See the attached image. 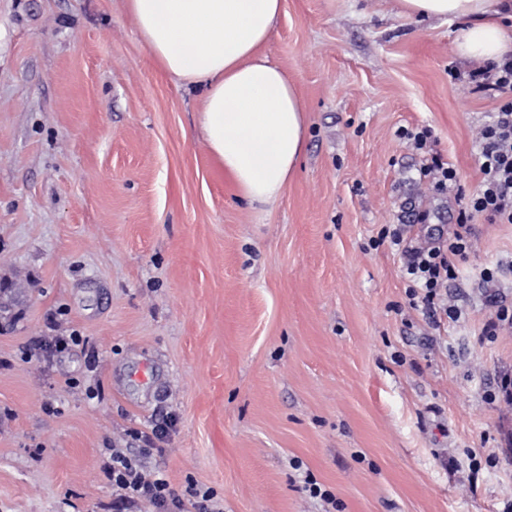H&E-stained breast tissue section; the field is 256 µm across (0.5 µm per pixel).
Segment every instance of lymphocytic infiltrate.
Returning <instances> with one entry per match:
<instances>
[{
	"mask_svg": "<svg viewBox=\"0 0 512 512\" xmlns=\"http://www.w3.org/2000/svg\"><path fill=\"white\" fill-rule=\"evenodd\" d=\"M468 83L471 92L491 91L498 99L492 121L480 132V182L473 191H466L458 182L456 170L435 152L419 170L420 183L435 193H454L460 203L457 229L428 248L407 247V223L425 224L430 218L429 212L412 209L407 223L383 228L379 236L380 241L401 250L409 306L422 310L437 326L448 315V283L457 276V261L470 247L463 226L477 215L493 224H512V55L470 72ZM105 474L120 510L146 502L155 512H184V500L190 497L201 499L200 512H224L214 492L190 484L183 493H176L162 471L146 469L139 456L125 448L113 449Z\"/></svg>",
	"mask_w": 512,
	"mask_h": 512,
	"instance_id": "obj_1",
	"label": "lymphocytic infiltrate"
}]
</instances>
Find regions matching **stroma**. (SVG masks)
<instances>
[{"mask_svg": "<svg viewBox=\"0 0 512 512\" xmlns=\"http://www.w3.org/2000/svg\"><path fill=\"white\" fill-rule=\"evenodd\" d=\"M454 25L396 0H283L259 52L306 109L299 168L251 205L195 132L124 0H0V512H115L103 472L133 430L145 460L224 512H504L512 504V224L476 217L434 329L403 257L372 247L407 203L424 248L453 197L414 186L431 147L465 190L497 107L470 93ZM498 272L495 287L479 284Z\"/></svg>", "mask_w": 512, "mask_h": 512, "instance_id": "obj_1", "label": "stroma"}]
</instances>
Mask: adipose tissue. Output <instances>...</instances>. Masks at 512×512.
<instances>
[{
    "label": "adipose tissue",
    "instance_id": "adipose-tissue-1",
    "mask_svg": "<svg viewBox=\"0 0 512 512\" xmlns=\"http://www.w3.org/2000/svg\"><path fill=\"white\" fill-rule=\"evenodd\" d=\"M507 0H398L407 18L458 22L457 54L487 64L512 53ZM142 42L173 80L201 90L198 130L250 204L284 194L303 155L305 109L261 56L282 0H125Z\"/></svg>",
    "mask_w": 512,
    "mask_h": 512
}]
</instances>
